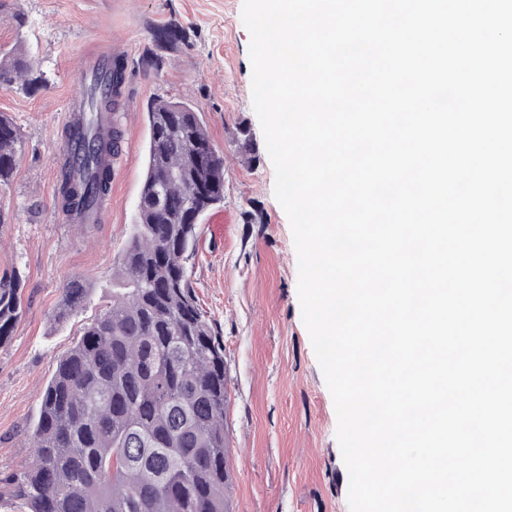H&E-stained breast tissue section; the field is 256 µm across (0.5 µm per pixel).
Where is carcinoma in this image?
Listing matches in <instances>:
<instances>
[{
    "label": "carcinoma",
    "mask_w": 512,
    "mask_h": 512,
    "mask_svg": "<svg viewBox=\"0 0 512 512\" xmlns=\"http://www.w3.org/2000/svg\"><path fill=\"white\" fill-rule=\"evenodd\" d=\"M172 23L156 42L185 40ZM124 63L109 61L90 92L76 181L61 173V196L72 210L106 198L112 172L100 164L118 153V130L101 140L94 112L115 111ZM25 89L44 82L27 54H0V84ZM146 173L137 224L125 250L112 306L83 329L62 356L42 395L32 429L33 462L0 477V489L25 512H230L224 401V340L205 317L187 277L200 217L224 202V159L185 102L159 100L147 110ZM21 141L0 115V188L16 167ZM169 172L176 178L163 183ZM165 185L167 203L156 201ZM86 286L63 288L56 317L82 305ZM24 312L20 280L0 281V344Z\"/></svg>",
    "instance_id": "1"
}]
</instances>
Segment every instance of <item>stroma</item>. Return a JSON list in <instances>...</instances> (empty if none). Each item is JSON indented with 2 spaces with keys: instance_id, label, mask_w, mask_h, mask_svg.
Returning a JSON list of instances; mask_svg holds the SVG:
<instances>
[{
  "instance_id": "stroma-1",
  "label": "stroma",
  "mask_w": 512,
  "mask_h": 512,
  "mask_svg": "<svg viewBox=\"0 0 512 512\" xmlns=\"http://www.w3.org/2000/svg\"><path fill=\"white\" fill-rule=\"evenodd\" d=\"M242 7L243 0H0V48L30 54L47 77L34 92L0 86V113L24 144L0 190V278L18 275L25 302L0 345V472L31 462V427L58 360L112 304L137 218L147 106L181 101L200 111L224 158L221 210L230 222L217 240L203 217L187 272L224 340L232 512H349L334 402L303 323L293 232L252 106ZM173 22L186 41L154 42L153 32ZM93 38L126 65L115 112L119 153L101 223L65 224L56 209L60 121L83 92L77 69ZM73 278L86 284L87 299L56 323Z\"/></svg>"
}]
</instances>
